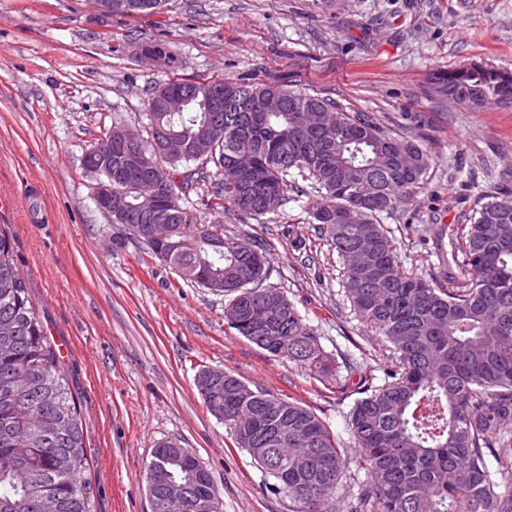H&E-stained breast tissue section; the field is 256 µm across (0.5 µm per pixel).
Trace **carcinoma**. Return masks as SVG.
<instances>
[{
    "mask_svg": "<svg viewBox=\"0 0 512 512\" xmlns=\"http://www.w3.org/2000/svg\"><path fill=\"white\" fill-rule=\"evenodd\" d=\"M171 69L179 59L162 39L145 43ZM432 90L472 107L512 102V73L477 63L437 74ZM167 92L190 99L182 112H164ZM146 166L112 152L106 176L124 190L125 228L148 254L176 270L193 269L192 286L224 285V308L241 311L230 325L274 357L328 374L332 359L294 304L262 287L268 267L249 237L196 248L179 245L180 201L201 185L210 207L240 215L275 212L296 170L317 186L312 223L343 264L354 310L394 349L391 381L353 408L350 430L370 481L351 512H507L486 450L509 442L512 427V196L491 195L452 234V263L417 276L398 264L378 216L423 183L431 155L423 144L384 130L363 112L294 89L220 79L167 81L147 100ZM224 124V141L210 127ZM171 138L189 147L157 157ZM374 181L365 202L359 186ZM171 236L147 243L152 224ZM208 412L224 418L234 447L286 489L293 512H316L336 497L342 456L322 420L297 400L253 388L228 374L199 391ZM88 457L79 402L63 356L46 334L15 258L0 233V512H94L84 472ZM170 473L188 482L193 499L214 492L211 475L184 451ZM150 504L166 491L163 476L147 474Z\"/></svg>",
    "mask_w": 512,
    "mask_h": 512,
    "instance_id": "carcinoma-1",
    "label": "carcinoma"
}]
</instances>
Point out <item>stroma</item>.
Listing matches in <instances>:
<instances>
[{"label":"stroma","instance_id":"1","mask_svg":"<svg viewBox=\"0 0 512 512\" xmlns=\"http://www.w3.org/2000/svg\"><path fill=\"white\" fill-rule=\"evenodd\" d=\"M150 38L178 56L174 73L141 61ZM469 63L512 72V0H167L135 16L100 15L90 0H0V231L80 398L94 512H150L147 467L164 441L199 458L224 512H293L205 408L195 385L205 367L311 407L342 452L327 510L349 512L368 479L349 414L365 386L387 382L394 355L345 297L337 253L308 221L309 182L257 219L205 207L196 192L181 205L193 223L267 251V283L330 354L327 376L238 336L223 296L179 282L107 223L85 151L112 123L146 129L148 97L173 76L334 99L430 152L420 187L379 217L404 268L426 276L483 195L512 189V104L475 109L429 90L430 75Z\"/></svg>","mask_w":512,"mask_h":512}]
</instances>
